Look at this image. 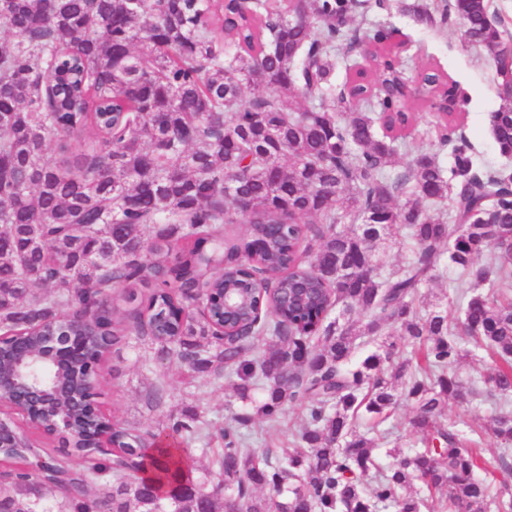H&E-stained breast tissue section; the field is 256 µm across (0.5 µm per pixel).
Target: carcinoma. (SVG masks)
<instances>
[{
  "label": "carcinoma",
  "mask_w": 512,
  "mask_h": 512,
  "mask_svg": "<svg viewBox=\"0 0 512 512\" xmlns=\"http://www.w3.org/2000/svg\"><path fill=\"white\" fill-rule=\"evenodd\" d=\"M366 0H0V335L65 328L81 353L44 366L47 388L79 390L100 347L135 336L161 347L167 368L214 367L237 378L240 399L260 390L257 413L275 426L285 403L305 409L293 440L259 453L242 433L249 417L216 426L198 414L147 432L118 421L123 455L167 458L186 490L165 476L129 473L122 458L90 463L96 423L62 440L58 465L40 462L21 426L0 451V512H512V493L490 476L504 456H478L473 436L445 417L468 391L494 404L484 431L512 445V168H479L460 127L448 76L428 66L430 97L448 161L424 149L390 170L412 145L420 99L385 98L401 81L398 45L380 27L350 29ZM467 43L482 48L501 101L490 121L499 154L512 159V40L486 18L488 0H453ZM364 45L335 94L336 51ZM253 91L245 100L244 89ZM304 104H298V100ZM68 140L80 161L47 156ZM247 208L253 263L235 264L240 244L202 249L213 231ZM356 228H345V218ZM402 235L411 252L385 268ZM193 246L169 267L167 256ZM493 253L487 264L480 257ZM451 266L467 284L456 302L422 310L425 287ZM311 294L272 313L233 343L194 314L198 294L220 314L224 295L253 311L259 286ZM48 288L36 292L34 285ZM149 290L146 307L139 290ZM358 312L355 322L333 316ZM363 336H391L382 352L352 357ZM270 348L251 359L254 341ZM492 353L496 368L465 386L455 367L463 340ZM212 350L202 357L203 348ZM407 378L417 438L385 464L372 433L387 422ZM370 423L369 432L356 423ZM215 436L208 466L189 442ZM118 476L86 480V472ZM416 482L420 490L410 494Z\"/></svg>",
  "instance_id": "carcinoma-1"
}]
</instances>
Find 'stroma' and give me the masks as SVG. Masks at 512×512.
I'll return each mask as SVG.
<instances>
[{
  "instance_id": "stroma-1",
  "label": "stroma",
  "mask_w": 512,
  "mask_h": 512,
  "mask_svg": "<svg viewBox=\"0 0 512 512\" xmlns=\"http://www.w3.org/2000/svg\"><path fill=\"white\" fill-rule=\"evenodd\" d=\"M413 0H382L366 15L356 16L354 24L366 29L383 25L395 30L406 48L401 53L406 77H413L426 65L439 67L465 96L463 133L472 143L477 158L486 168L498 166L502 158L490 133V115L500 100L494 85V73L487 60L461 36V23L450 13L452 0H429L436 10H447L444 23L433 26L417 19L408 6ZM156 350H143L136 337L111 347L107 353L100 384V402L104 411L125 423L157 430L169 420L198 413L223 425L242 414L231 377H216L204 372L194 375L183 370L170 373L166 395L160 407H149L147 393L155 383ZM300 415L295 405H287L276 426L254 420L246 427L248 444L255 450L288 442Z\"/></svg>"
}]
</instances>
